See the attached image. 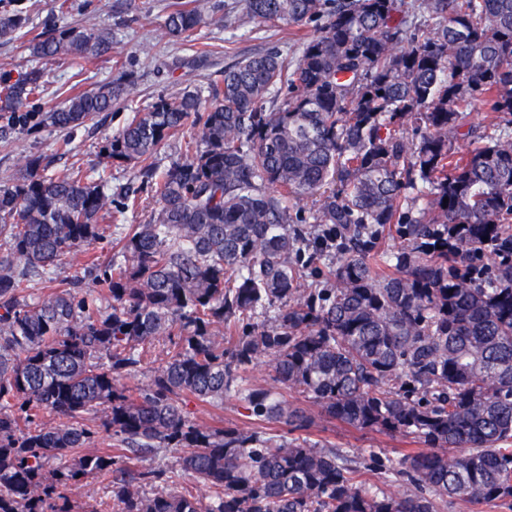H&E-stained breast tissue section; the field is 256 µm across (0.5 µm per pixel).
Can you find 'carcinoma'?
Returning a JSON list of instances; mask_svg holds the SVG:
<instances>
[{"label":"carcinoma","instance_id":"cac0c4a2","mask_svg":"<svg viewBox=\"0 0 512 512\" xmlns=\"http://www.w3.org/2000/svg\"><path fill=\"white\" fill-rule=\"evenodd\" d=\"M250 18L303 26L299 55L275 49L224 67L223 86L161 98L108 138L106 162L49 174L41 157L0 188V512H73L89 477L111 478L98 512H440L457 498L512 512V0H247ZM210 0L164 22L183 41ZM26 25L0 15V39ZM112 31L67 26L33 56L83 66ZM33 69L0 88V135L71 130L112 109L121 85L69 89L44 114ZM495 114L474 125L475 102ZM191 126L168 168L152 159ZM140 165L154 211L126 224L106 261L91 252L112 162ZM318 205L297 206L307 195ZM448 202H443V199ZM401 225L407 248L375 253ZM340 254L305 286L307 255ZM90 283L31 292L70 255ZM167 347L142 387L118 384ZM272 358L275 388L245 373ZM294 392L356 429L425 450L361 479L347 451L307 427ZM247 421L199 422L187 402ZM116 448L86 451L100 428ZM179 455L200 499L131 463Z\"/></svg>","mask_w":512,"mask_h":512}]
</instances>
